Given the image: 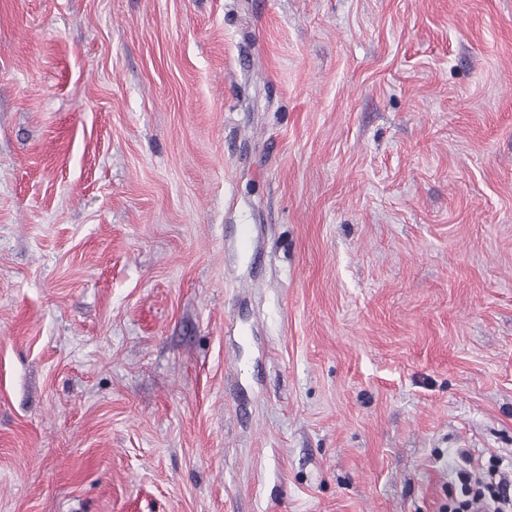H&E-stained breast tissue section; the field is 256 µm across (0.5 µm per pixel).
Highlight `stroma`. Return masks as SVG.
<instances>
[{"label":"stroma","instance_id":"stroma-1","mask_svg":"<svg viewBox=\"0 0 512 512\" xmlns=\"http://www.w3.org/2000/svg\"><path fill=\"white\" fill-rule=\"evenodd\" d=\"M512 462V0H0V512H448Z\"/></svg>","mask_w":512,"mask_h":512}]
</instances>
